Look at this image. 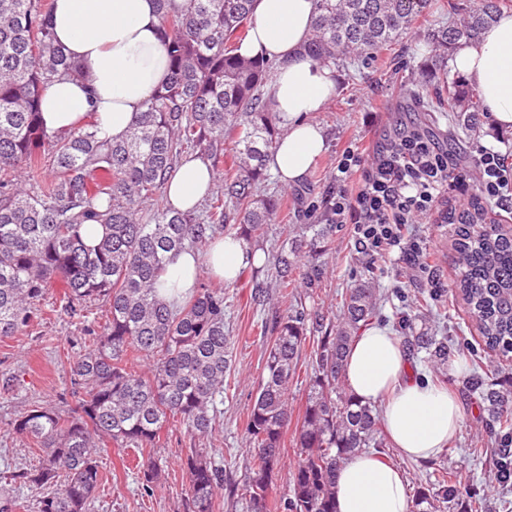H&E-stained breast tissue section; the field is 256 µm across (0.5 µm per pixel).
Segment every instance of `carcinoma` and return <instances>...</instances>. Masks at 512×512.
<instances>
[{
    "label": "carcinoma",
    "instance_id": "cac0c4a2",
    "mask_svg": "<svg viewBox=\"0 0 512 512\" xmlns=\"http://www.w3.org/2000/svg\"><path fill=\"white\" fill-rule=\"evenodd\" d=\"M426 0H317L318 16L305 52L334 65L350 54L365 61L405 33ZM161 43L169 76L154 89L126 137L106 142L90 120L68 132L46 129L44 90L78 75L54 39L52 8L43 0H0V340L30 323L54 282L66 291L62 310L81 317L104 301L109 319L94 348L66 358L71 404L61 410L35 402L5 433L42 450L38 466L10 481L38 495V512H90L103 476L98 458L113 444L154 448L163 431L179 426L191 441L211 442L224 415V378L233 342L225 324L224 280L199 276L194 287L161 297L169 261L181 251L206 253L231 236L262 246L268 226L285 208L263 194L266 158L285 129L263 86L274 64L236 54L252 20V0H187L183 8L158 0ZM499 0H448L457 17L432 31L440 52L433 79L420 84L436 112L472 118L477 100L448 81V52L470 42L498 15ZM209 162L212 184L201 210L179 211L158 202L183 155ZM52 179L43 183V173ZM455 225L457 281L485 345L512 354V230L488 216L479 193L449 212ZM104 234L86 244L83 231ZM335 224H295L265 265L261 292L321 285V261L336 240ZM376 288L360 281L346 290L336 322L295 309L271 319L273 340L245 426L252 465L241 488L246 512H336V470L350 455L386 447L380 410L354 397L343 358L355 335L374 317ZM413 347L440 374L448 372V338L421 333ZM309 351V390L299 414L288 401L303 351ZM490 422L512 432L508 395L482 373L470 379ZM294 429L289 494L277 488L281 451ZM212 448H187V512H223L224 469ZM137 468L148 492L161 464L143 455ZM497 478L508 482L512 453L498 449ZM456 483L443 471L413 500L411 512H444Z\"/></svg>",
    "mask_w": 512,
    "mask_h": 512
}]
</instances>
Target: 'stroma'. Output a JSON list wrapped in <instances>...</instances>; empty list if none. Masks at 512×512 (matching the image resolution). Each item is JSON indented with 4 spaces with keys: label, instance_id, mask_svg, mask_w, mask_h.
I'll list each match as a JSON object with an SVG mask.
<instances>
[{
    "label": "stroma",
    "instance_id": "35a3bbf8",
    "mask_svg": "<svg viewBox=\"0 0 512 512\" xmlns=\"http://www.w3.org/2000/svg\"><path fill=\"white\" fill-rule=\"evenodd\" d=\"M437 10L436 0H427L412 27L382 51L378 58L363 64L358 58L336 65V95L315 119L327 136L328 150L302 181L283 185L271 177L270 193L287 191L288 224L324 223L321 201L325 197L336 164L350 147L369 146L379 140L385 125L396 122L426 130L449 154L460 159L468 177H475L473 156L480 147L500 155L512 154V130L495 128L488 112H481L477 134L467 136L458 128L454 112L429 111L427 101L415 93L416 84L428 76L435 62L431 29L447 23ZM465 200L444 199L432 219L413 224L405 252H393L387 264L371 262L369 255L356 247L348 230L336 234V243L325 255L326 276L315 298L304 299L303 306L335 319L347 288L360 280H373L380 290L378 312L373 325L389 326L395 336H413L424 331L446 336L452 345V362L443 386L457 397L463 414L455 440L435 461L416 462L399 456L394 448L385 454L404 471L411 494H418L434 482L438 466L448 468L459 485L454 512H481L483 502L506 498L503 512H512V491L504 492L495 475L496 436L481 418L475 394L465 382L477 366L488 369L490 380L504 382L512 372V360L487 349L461 297L456 294L453 225L449 210H461ZM255 272L247 269L225 290L226 325L233 337L232 370L224 381V423L213 439L216 464L224 469V484L242 483L249 465L244 446V429L254 402L257 382L263 368L264 351L270 341L264 323L272 313H285L293 297L275 295L267 301L255 296ZM64 288L52 284L41 303L36 322L13 338L0 342V427L13 420L33 401L58 402L70 388V376L64 363L66 352L90 348L83 328L102 329L107 321L104 302L88 308L86 321L69 317L61 309ZM426 297L430 309L418 310L414 320L400 325L398 316L419 297ZM18 386L4 390L6 376ZM191 441L180 429H169L154 454L165 467L159 486L145 493L135 468L138 453L131 448L110 447L99 460L103 482L96 493L94 512H185L188 482L181 464L184 448Z\"/></svg>",
    "mask_w": 512,
    "mask_h": 512
}]
</instances>
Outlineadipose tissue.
<instances>
[{"label": "adipose tissue", "mask_w": 512, "mask_h": 512, "mask_svg": "<svg viewBox=\"0 0 512 512\" xmlns=\"http://www.w3.org/2000/svg\"><path fill=\"white\" fill-rule=\"evenodd\" d=\"M316 15L317 0H254L253 28L238 49L243 56L279 63L265 97L288 131L268 165L286 183L304 178L327 149L323 129L309 116L336 95L337 80L331 68L303 50ZM53 25L58 44L79 64L81 75L44 92L45 126L64 132L91 118L101 139L124 138L151 90L167 76L157 0H54ZM451 65L477 89L494 127L512 129V14L498 16L476 42L454 54ZM210 178L203 160H184L166 185L171 207L194 208ZM264 258L261 249L227 236L205 257L178 253L165 280L187 289L205 270L231 283ZM346 380L356 397L379 405L391 443L405 457L432 460L460 430L457 398L415 378L406 348L390 329L372 327L355 338L346 353ZM335 499L337 512L411 509L403 471L377 452L355 453L341 465Z\"/></svg>", "instance_id": "1"}]
</instances>
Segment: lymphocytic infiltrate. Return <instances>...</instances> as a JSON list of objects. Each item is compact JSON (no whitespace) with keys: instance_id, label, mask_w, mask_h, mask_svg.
Here are the masks:
<instances>
[{"instance_id":"1","label":"lymphocytic infiltrate","mask_w":512,"mask_h":512,"mask_svg":"<svg viewBox=\"0 0 512 512\" xmlns=\"http://www.w3.org/2000/svg\"><path fill=\"white\" fill-rule=\"evenodd\" d=\"M480 191L497 204L512 202V169L500 154L482 147L475 155ZM452 155L424 131L398 124L373 148L344 152L336 165L335 185L326 195L330 221L347 224L356 245L373 259L401 246L415 217L432 216L443 193L465 197L469 184ZM357 189H349L351 177Z\"/></svg>"}]
</instances>
